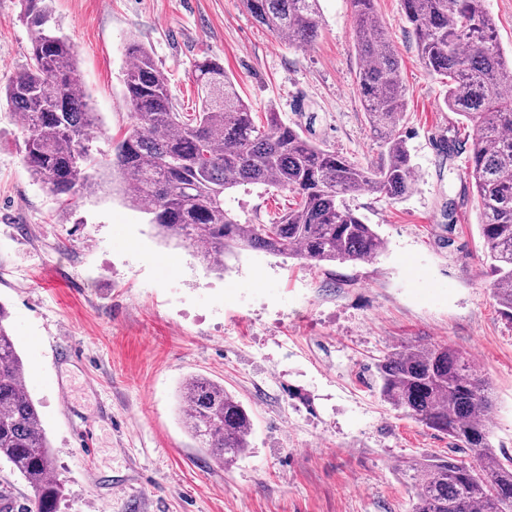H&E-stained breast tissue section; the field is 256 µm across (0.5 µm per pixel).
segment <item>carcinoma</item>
<instances>
[{"instance_id":"1","label":"carcinoma","mask_w":512,"mask_h":512,"mask_svg":"<svg viewBox=\"0 0 512 512\" xmlns=\"http://www.w3.org/2000/svg\"><path fill=\"white\" fill-rule=\"evenodd\" d=\"M271 34L303 47L318 36L319 0H242ZM417 36L418 55L431 74L448 80V110L470 123L468 178L480 210V230L501 313L512 319V59L497 43L484 0H402ZM31 30L25 65L0 89V101L27 117L22 161L50 193L70 198L94 190L102 165L119 191L150 215L158 233L196 250L209 267L224 254L251 248L308 263L365 261L384 241L345 197L370 191L403 198L413 166L399 126L405 106L400 62L374 9L351 0L358 83L371 128L384 149L378 166H362L322 148L266 113L255 124L224 65L194 64L198 111L177 110L168 81L152 55L132 41L123 93L132 123L104 163L93 154L89 130L97 113L83 90L74 45L51 26L46 0H22ZM284 188L299 202L266 222L251 224L224 208V192L239 186ZM9 312L0 304V461L31 490L28 512H57L63 496L56 461L37 405L24 384ZM381 397L429 429L444 433L467 465L453 457L409 466L411 512H512V465L498 458L483 413L492 405L487 382L446 344H401L376 364ZM183 421L198 446L228 466L250 447V412L224 385L202 376L180 390Z\"/></svg>"}]
</instances>
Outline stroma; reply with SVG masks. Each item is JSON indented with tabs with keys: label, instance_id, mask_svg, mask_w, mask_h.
Returning a JSON list of instances; mask_svg holds the SVG:
<instances>
[{
	"label": "stroma",
	"instance_id": "stroma-1",
	"mask_svg": "<svg viewBox=\"0 0 512 512\" xmlns=\"http://www.w3.org/2000/svg\"><path fill=\"white\" fill-rule=\"evenodd\" d=\"M320 6L319 35L299 48L241 0H51L98 114L94 154L111 156L131 124L132 39L180 111L196 109L194 64L211 56L255 120L279 112L323 148L377 164L350 0ZM374 8L400 60L415 182L393 203L348 196L384 241L366 261L315 265L248 248L207 267L128 206L107 170L77 199L45 192L21 162L18 114L0 105V303L65 484L58 512H410L408 463L453 448L380 397L378 359L413 340L469 358L492 389L494 449L512 460V320L484 275L471 129L421 65L401 0ZM20 12L21 0H0L1 86L28 56ZM449 140L455 153L442 148ZM293 201L262 186L224 194L226 209L254 223ZM192 375L223 383L252 415L250 449L232 466L182 424L178 390Z\"/></svg>",
	"mask_w": 512,
	"mask_h": 512
}]
</instances>
